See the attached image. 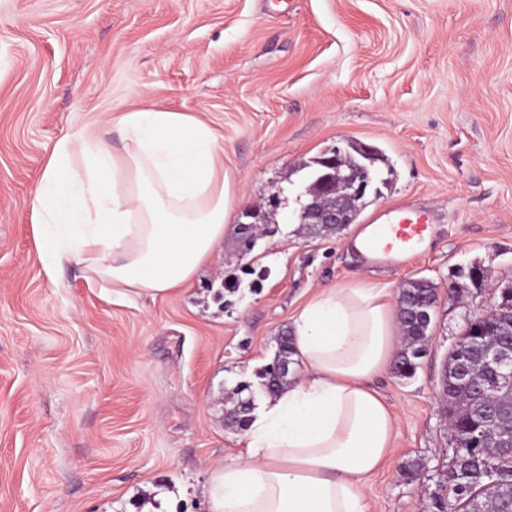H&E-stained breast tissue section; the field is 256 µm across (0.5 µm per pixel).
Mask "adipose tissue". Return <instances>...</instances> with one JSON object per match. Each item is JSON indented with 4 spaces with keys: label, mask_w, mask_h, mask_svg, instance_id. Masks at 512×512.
Here are the masks:
<instances>
[{
    "label": "adipose tissue",
    "mask_w": 512,
    "mask_h": 512,
    "mask_svg": "<svg viewBox=\"0 0 512 512\" xmlns=\"http://www.w3.org/2000/svg\"><path fill=\"white\" fill-rule=\"evenodd\" d=\"M123 148L82 129L60 139L32 202L44 270L84 263L90 279L153 297L184 289L233 230L234 192L217 137L159 109L120 115ZM391 289L312 298L293 321L295 380L252 413L245 449L215 465L209 512H367L364 489L398 430L374 378L395 356Z\"/></svg>",
    "instance_id": "ef3b65f1"
}]
</instances>
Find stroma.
<instances>
[{
    "label": "stroma",
    "mask_w": 512,
    "mask_h": 512,
    "mask_svg": "<svg viewBox=\"0 0 512 512\" xmlns=\"http://www.w3.org/2000/svg\"><path fill=\"white\" fill-rule=\"evenodd\" d=\"M144 106L215 130L233 224L271 209L269 233L247 254L225 237L166 296L89 284L76 263L48 277L31 203L54 145L91 128L120 148L117 117ZM354 143L381 152L388 186L338 232L299 223L308 163ZM405 206L430 215V244L364 262L357 233ZM470 265L493 288L449 301ZM418 278L438 306L415 374L373 382L400 426L369 512H436L444 364L466 317L512 288V0H0V512H140L158 490L208 512L212 466L242 451L225 395L256 382L305 304Z\"/></svg>",
    "instance_id": "stroma-1"
}]
</instances>
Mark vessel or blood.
Instances as JSON below:
<instances>
[{
	"instance_id": "vessel-or-blood-1",
	"label": "vessel or blood",
	"mask_w": 512,
	"mask_h": 512,
	"mask_svg": "<svg viewBox=\"0 0 512 512\" xmlns=\"http://www.w3.org/2000/svg\"><path fill=\"white\" fill-rule=\"evenodd\" d=\"M430 216L423 211L400 208L391 222L380 225L374 235L361 243L367 261L380 265L404 263L430 235Z\"/></svg>"
}]
</instances>
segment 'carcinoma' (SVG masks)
<instances>
[{"instance_id": "carcinoma-1", "label": "carcinoma", "mask_w": 512, "mask_h": 512, "mask_svg": "<svg viewBox=\"0 0 512 512\" xmlns=\"http://www.w3.org/2000/svg\"><path fill=\"white\" fill-rule=\"evenodd\" d=\"M366 147L351 146L344 152L339 164L345 171L356 169L364 159ZM327 155L316 157L312 164L309 182V197L318 198L324 194L321 176L328 172L325 165ZM406 301L398 311V319L406 338L407 346L393 365L394 373L410 378L418 367L417 359L425 351L428 327L419 316L423 305L435 306L438 293L434 284L426 279H417L406 284ZM512 342V322L481 320L456 344L448 354L443 379L444 397L451 430L462 446L457 448L458 458L464 461V473L449 480L451 497H438L437 512H512V456L500 451L499 445L512 437V391L494 390L493 382L482 365V352L492 343ZM292 337H278V349L274 362L258 373V388L263 395L273 397L279 394L289 378L275 373V362H293ZM496 415L486 434L483 453L476 457L471 449L464 446L473 434L472 425L491 415Z\"/></svg>"}]
</instances>
